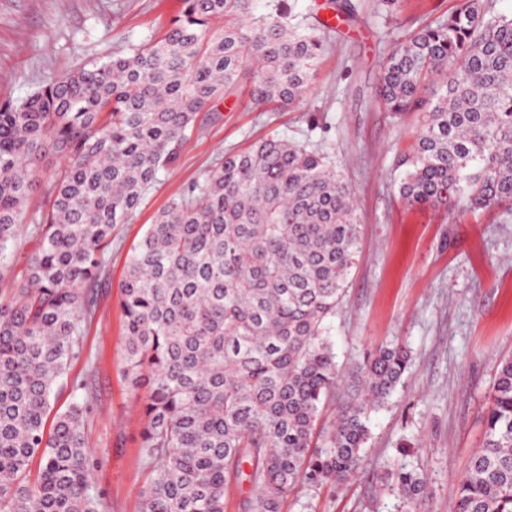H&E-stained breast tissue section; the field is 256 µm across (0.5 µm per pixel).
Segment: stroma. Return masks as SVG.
Masks as SVG:
<instances>
[{
  "label": "stroma",
  "instance_id": "obj_1",
  "mask_svg": "<svg viewBox=\"0 0 512 512\" xmlns=\"http://www.w3.org/2000/svg\"><path fill=\"white\" fill-rule=\"evenodd\" d=\"M458 0H295L292 24L316 29L329 48L312 89L292 109L267 112L226 98L199 113L173 167L134 217L117 225L111 284L156 213L202 183L217 160L279 135L323 152L353 189L361 254L327 322L341 371L372 349L401 343L408 369L369 416L363 466L343 486L297 487L287 512H407L384 472L426 476L419 512H448L474 448L500 362L512 357V211L451 217L400 201L402 159L413 154L419 115L385 112L379 69L409 35L455 10ZM181 0H0V102H20L80 66L129 54L179 15ZM123 318L109 295L86 325L83 351L56 387V409L85 402V433L101 512H137L148 474L139 461V396L121 376ZM85 380L89 391L75 389Z\"/></svg>",
  "mask_w": 512,
  "mask_h": 512
}]
</instances>
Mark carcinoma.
I'll return each instance as SVG.
<instances>
[{
  "label": "carcinoma",
  "instance_id": "carcinoma-1",
  "mask_svg": "<svg viewBox=\"0 0 512 512\" xmlns=\"http://www.w3.org/2000/svg\"><path fill=\"white\" fill-rule=\"evenodd\" d=\"M289 9L257 17L253 0H182L167 29L131 54L0 103V278L43 163H61L52 204L29 228L39 244L27 283L0 300V512H100L86 407L55 413L53 399L107 295L112 232L211 104L242 87L270 110L306 98L326 39L288 28ZM377 92L389 112H421L399 183L404 205L512 209V18L487 0H460L392 49ZM359 242L349 183L319 150L277 136L225 155L158 213L118 285L124 377L147 391L139 512H225L242 481L255 495L240 512H284L297 486L351 478L368 413L409 364L396 344L346 375L338 368L325 321ZM484 427L450 512H512V357ZM388 478L415 512L427 478Z\"/></svg>",
  "mask_w": 512,
  "mask_h": 512
}]
</instances>
